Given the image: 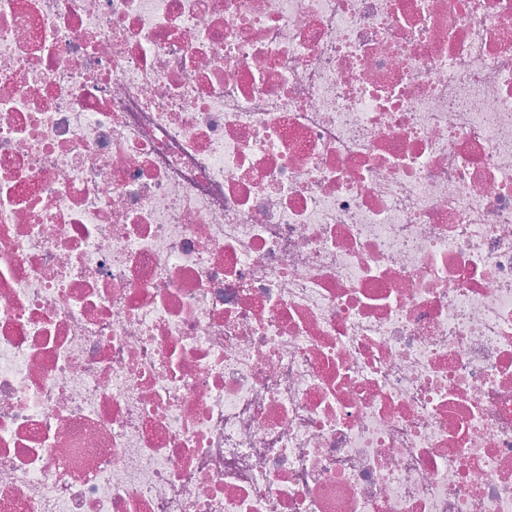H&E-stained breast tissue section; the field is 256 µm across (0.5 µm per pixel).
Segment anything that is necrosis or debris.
Listing matches in <instances>:
<instances>
[{
	"label": "necrosis or debris",
	"instance_id": "1",
	"mask_svg": "<svg viewBox=\"0 0 512 512\" xmlns=\"http://www.w3.org/2000/svg\"><path fill=\"white\" fill-rule=\"evenodd\" d=\"M0 512H512V0H0Z\"/></svg>",
	"mask_w": 512,
	"mask_h": 512
}]
</instances>
